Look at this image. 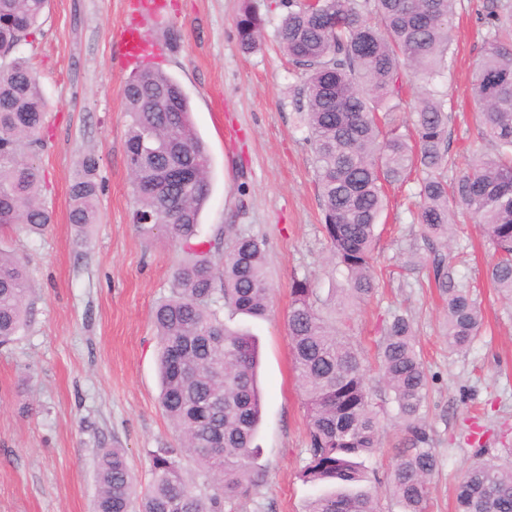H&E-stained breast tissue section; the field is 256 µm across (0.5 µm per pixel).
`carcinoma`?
Wrapping results in <instances>:
<instances>
[{
	"label": "carcinoma",
	"instance_id": "1",
	"mask_svg": "<svg viewBox=\"0 0 512 512\" xmlns=\"http://www.w3.org/2000/svg\"><path fill=\"white\" fill-rule=\"evenodd\" d=\"M457 0H285L278 37L300 71L298 111L307 129L323 229L334 266L350 288L345 305L376 288L373 251L385 209L384 185L417 186L414 219L425 239L448 241L454 208L466 209L496 252L488 278L512 300V9L491 0L487 29L470 96L496 152L479 154L448 185V53ZM47 0H0V227L21 224L38 233L53 222L39 197L37 164L47 100L20 47L37 34ZM263 19L243 0L237 36L243 50L259 43ZM417 89L415 137L392 124L382 131L377 112L402 110L406 86ZM131 118L125 153L144 233L164 230L186 257L173 277L171 296L154 311L159 338L160 403L179 434L177 448L151 453L152 479L141 488L121 448L106 449L97 465L93 512H225L248 486L259 485L261 421L255 338L224 326L228 307L253 317L266 314L270 284L266 241L237 235L217 267L196 251L200 215L211 191V160L196 132L189 98L171 76L151 66L124 86ZM98 159L87 154L70 189V222L97 220ZM434 281L446 297L448 348L470 346L482 311L470 286L456 283L448 251L433 248ZM30 292L20 257L0 250V346L26 324ZM290 347L308 422L303 482L322 488L305 512H379L378 490L368 484L364 458L378 447L380 419L364 358L357 346L316 308L313 289L294 282L288 315ZM380 380L404 427L387 478L398 512H428L430 477L437 466L421 411L428 377L412 322L395 314L378 343ZM192 459L203 481L188 479ZM457 512H512V466L482 451L465 470Z\"/></svg>",
	"mask_w": 512,
	"mask_h": 512
}]
</instances>
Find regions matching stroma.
Wrapping results in <instances>:
<instances>
[{"mask_svg": "<svg viewBox=\"0 0 512 512\" xmlns=\"http://www.w3.org/2000/svg\"><path fill=\"white\" fill-rule=\"evenodd\" d=\"M489 0H457L448 54V155L493 151L469 87L484 48L479 19ZM265 20L254 52H242L236 22L242 0H48L40 30L22 48L49 102L37 163L41 199L54 222L38 234L0 229V249L26 261L31 292L24 330L0 347V512H92L96 461L124 449L140 485L151 479V451L174 445L159 403L158 337L152 313L171 294L181 247L164 232L132 222L134 197L125 155L129 118L123 90L134 68L122 31L142 30L145 61L175 78L190 100L211 159V193L200 217L201 249L223 233L265 239L270 311L253 319L224 311L227 326L256 336L262 421L259 486L232 512H304L314 494L300 470L307 418L288 338L293 282L307 281L331 314L348 286L330 262L306 129L297 113L298 74L279 46L281 0H251ZM99 158L97 221L77 233L69 186L80 157ZM377 228L378 286L342 325L366 357L392 315H408L429 378L423 417L437 468L430 512H455V491L479 448L512 459V303L491 286L494 249L469 214L456 212L448 243L455 281L473 285L483 314L467 350H449L446 306L430 272L431 245L414 220L415 186L385 188ZM222 253L213 257L222 262ZM382 429L366 461L380 505L391 512L387 475L405 433L369 371Z\"/></svg>", "mask_w": 512, "mask_h": 512, "instance_id": "1", "label": "stroma"}]
</instances>
